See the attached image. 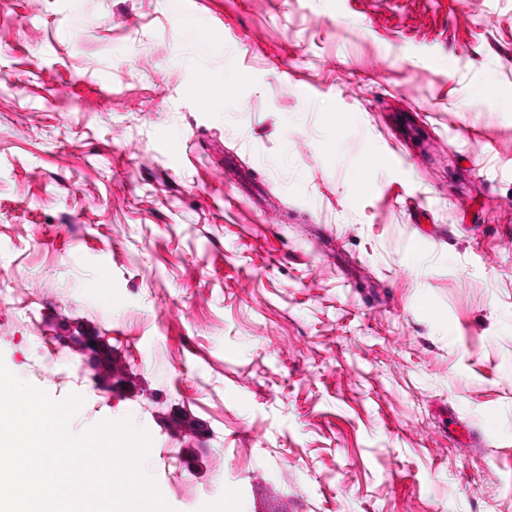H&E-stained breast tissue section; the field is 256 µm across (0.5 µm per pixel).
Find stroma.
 Wrapping results in <instances>:
<instances>
[{
	"label": "stroma",
	"mask_w": 512,
	"mask_h": 512,
	"mask_svg": "<svg viewBox=\"0 0 512 512\" xmlns=\"http://www.w3.org/2000/svg\"><path fill=\"white\" fill-rule=\"evenodd\" d=\"M10 2L6 367L173 512H512V0Z\"/></svg>",
	"instance_id": "obj_1"
}]
</instances>
